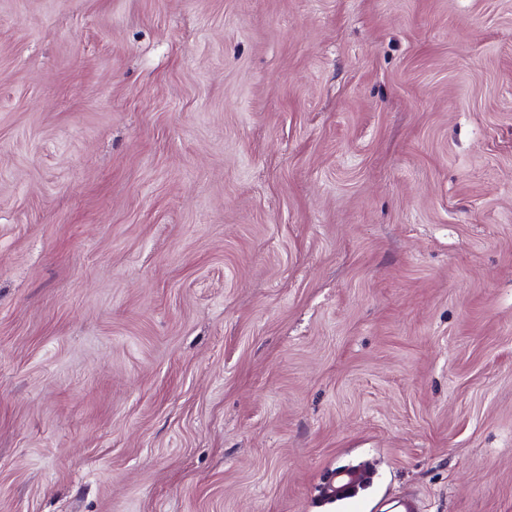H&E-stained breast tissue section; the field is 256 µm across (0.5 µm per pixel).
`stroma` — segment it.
I'll return each instance as SVG.
<instances>
[{
  "label": "stroma",
  "mask_w": 512,
  "mask_h": 512,
  "mask_svg": "<svg viewBox=\"0 0 512 512\" xmlns=\"http://www.w3.org/2000/svg\"><path fill=\"white\" fill-rule=\"evenodd\" d=\"M512 512V0H0V512Z\"/></svg>",
  "instance_id": "35a3bbf8"
}]
</instances>
